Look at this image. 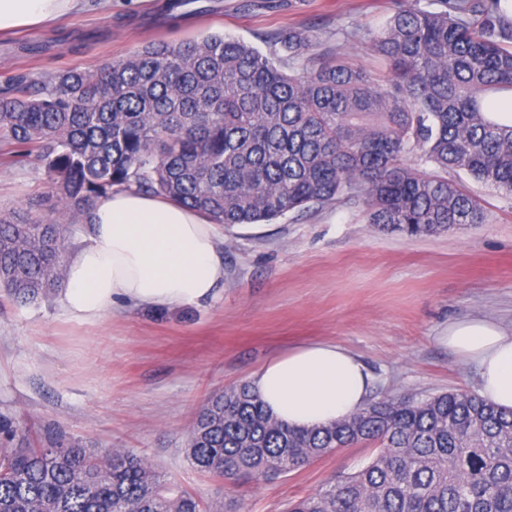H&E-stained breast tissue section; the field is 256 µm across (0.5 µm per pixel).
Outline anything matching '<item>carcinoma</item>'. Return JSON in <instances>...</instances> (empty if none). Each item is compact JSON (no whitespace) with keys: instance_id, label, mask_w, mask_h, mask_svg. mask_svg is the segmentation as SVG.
I'll list each match as a JSON object with an SVG mask.
<instances>
[{"instance_id":"obj_1","label":"carcinoma","mask_w":512,"mask_h":512,"mask_svg":"<svg viewBox=\"0 0 512 512\" xmlns=\"http://www.w3.org/2000/svg\"><path fill=\"white\" fill-rule=\"evenodd\" d=\"M319 28L149 42L98 69L0 89V141L34 155L45 213L0 212V287L34 300L64 285L69 223L115 187L173 198L226 227L338 201L410 237L486 221L448 173L512 196V128L486 120L512 90L501 0H392L358 44L376 75L323 47ZM370 442L364 468L287 512H512V410L448 391L373 401L317 429L271 417L243 383L199 412L187 457L229 485L307 467ZM0 512H230L167 482L125 448H0Z\"/></svg>"}]
</instances>
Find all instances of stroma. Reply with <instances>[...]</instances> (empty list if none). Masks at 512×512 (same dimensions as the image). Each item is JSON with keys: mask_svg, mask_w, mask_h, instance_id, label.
<instances>
[{"mask_svg": "<svg viewBox=\"0 0 512 512\" xmlns=\"http://www.w3.org/2000/svg\"><path fill=\"white\" fill-rule=\"evenodd\" d=\"M165 0H112L47 29L0 34V87L68 69H95L148 41L226 34L257 43L284 26L343 30L335 45L369 65L356 33L378 29L391 0H193L178 26ZM44 168L0 145V211L26 215ZM487 221L410 238L366 223L347 202L224 231V295L176 310L124 305L95 324L63 315L56 291L19 304L0 293V419L19 439L57 436L92 448H127L167 481L239 512H285L328 478L365 467L371 444L342 448L259 483L224 485L187 457L195 413L209 394L243 381L272 354L327 340L358 354L373 399L477 388L474 366L437 338L448 321L487 315L512 327V196L466 177Z\"/></svg>", "mask_w": 512, "mask_h": 512, "instance_id": "35a3bbf8", "label": "stroma"}]
</instances>
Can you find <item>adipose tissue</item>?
Segmentation results:
<instances>
[{
  "label": "adipose tissue",
  "instance_id": "ef3b65f1",
  "mask_svg": "<svg viewBox=\"0 0 512 512\" xmlns=\"http://www.w3.org/2000/svg\"><path fill=\"white\" fill-rule=\"evenodd\" d=\"M89 0H0V31L44 28ZM91 229L68 257L58 298L71 320L93 324L117 306L177 309L224 289V227L162 195L116 188L95 201ZM439 340L474 365L479 394L512 409V329L486 316L455 320ZM372 376L350 350L306 342L271 355L250 376L264 408L294 428L352 417L366 406Z\"/></svg>",
  "mask_w": 512,
  "mask_h": 512
}]
</instances>
